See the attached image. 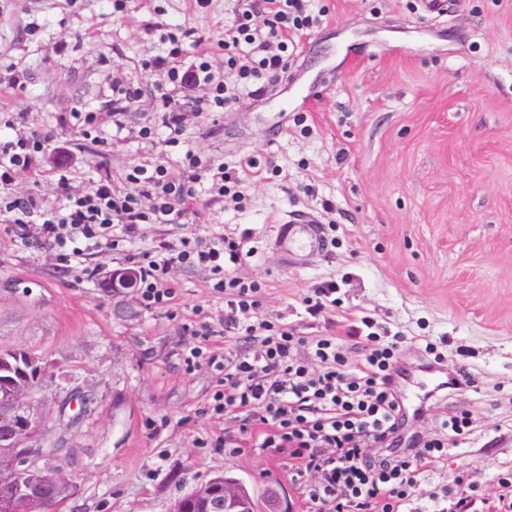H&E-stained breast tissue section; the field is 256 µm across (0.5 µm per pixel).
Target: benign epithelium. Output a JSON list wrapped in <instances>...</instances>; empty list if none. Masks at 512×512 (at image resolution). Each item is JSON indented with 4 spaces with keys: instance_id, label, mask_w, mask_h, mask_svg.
I'll return each instance as SVG.
<instances>
[{
    "instance_id": "1",
    "label": "benign epithelium",
    "mask_w": 512,
    "mask_h": 512,
    "mask_svg": "<svg viewBox=\"0 0 512 512\" xmlns=\"http://www.w3.org/2000/svg\"><path fill=\"white\" fill-rule=\"evenodd\" d=\"M132 273L116 269L105 279L107 288H129ZM24 377L30 371L40 380V387H52L49 365L34 352L21 347L0 348V363ZM48 419L37 394L24 383L0 379V478L5 480L13 498L21 503V512H48L43 489L57 487L61 469L45 464L59 458L54 448L46 447L43 430ZM201 502L207 512H244L250 497L237 479L215 477L179 498L172 512H184L185 501Z\"/></svg>"
}]
</instances>
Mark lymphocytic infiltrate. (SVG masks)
Wrapping results in <instances>:
<instances>
[{
	"instance_id": "f902f5d3",
	"label": "lymphocytic infiltrate",
	"mask_w": 512,
	"mask_h": 512,
	"mask_svg": "<svg viewBox=\"0 0 512 512\" xmlns=\"http://www.w3.org/2000/svg\"><path fill=\"white\" fill-rule=\"evenodd\" d=\"M258 9L265 14L261 28L251 24ZM307 22L303 0H239L233 23L224 29V46L250 45V61L241 66L231 57L228 65L244 80H275L287 65L282 51L289 33L303 30ZM167 77L171 88L161 95L156 121L139 130L141 143H184L186 114L177 91L187 84L206 87L212 112L223 111L233 96L231 85L214 76L204 61L185 69L168 64ZM49 141L39 130L0 140V222L17 246L51 250L89 279L95 271L84 266L85 252L115 250L144 224L179 223L186 202L197 196V184L209 182L211 192L224 197L235 180L224 165L203 161L189 150L184 156L188 177L175 176L161 164H135L123 193L113 190L107 173L91 179L86 190L73 191L66 167L55 172L54 198L6 193ZM243 247V238L221 233L161 241L144 254L140 266L138 298L149 309L171 305L175 267L207 270L212 290L224 297L225 336L253 343L249 353H223L209 347L213 329L205 317L186 323L193 339L184 359L187 369L207 365L219 383L207 408L211 417L233 416L243 434L287 455L288 476L300 490L305 512H472L470 485L464 480L434 488L425 506L418 493L420 476L447 458L470 426L471 414L440 416L431 435L416 439L406 452L390 454L402 416L394 375L403 337L382 343L375 334L349 325L348 337L364 338L354 358L338 337L302 336L294 325L263 318L259 284L234 272ZM374 448L385 449V456L371 458ZM310 473L317 476L311 483L305 480Z\"/></svg>"
}]
</instances>
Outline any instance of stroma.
Instances as JSON below:
<instances>
[{
	"mask_svg": "<svg viewBox=\"0 0 512 512\" xmlns=\"http://www.w3.org/2000/svg\"><path fill=\"white\" fill-rule=\"evenodd\" d=\"M447 2L437 15L421 0H305L310 24L289 38L280 81L240 91L215 117L197 109L204 89H186L185 143L167 147L136 138L168 83L149 62L167 54L168 32L184 31L182 65L203 55L223 75L236 0H0V113L14 117L0 137L37 127L51 136L15 194L52 196L61 158L79 191L101 165L117 191L134 164L182 172L189 149L239 169L235 197L199 186L182 223L147 225L134 244L87 255L90 280L0 230V347L32 350L68 384L42 396L47 438L71 449L58 464L77 485L59 512H169L219 475L257 499L278 486L288 512H301L287 457L254 447L236 419L206 415L213 373L183 365L184 322L198 307L216 347L251 348L224 340V298L208 271L176 268L165 309L102 285L114 269L138 268L157 240L247 228L236 274L260 284L269 320L333 336L365 317L379 335L406 336L403 357L475 378L442 404L475 422L419 490L465 476L474 512H495L512 486V0ZM114 82L135 92L121 113L107 105ZM76 111L98 113L108 146L63 125ZM292 210L318 218L325 253L285 255L276 227ZM325 281L339 285L340 305L311 317L302 299ZM217 437L223 447H211Z\"/></svg>",
	"mask_w": 512,
	"mask_h": 512,
	"instance_id": "stroma-1",
	"label": "stroma"
}]
</instances>
